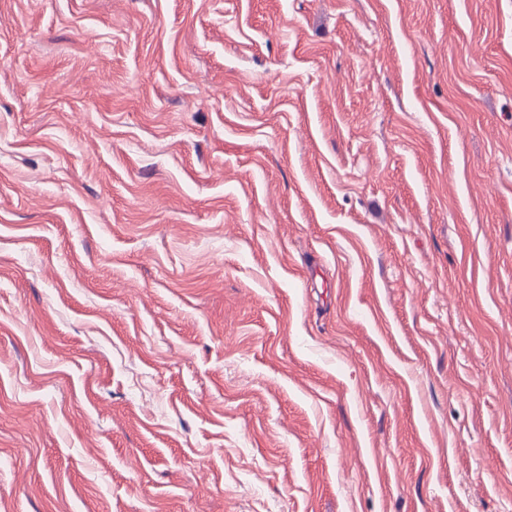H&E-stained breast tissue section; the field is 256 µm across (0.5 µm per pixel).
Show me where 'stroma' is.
I'll list each match as a JSON object with an SVG mask.
<instances>
[{
  "label": "stroma",
  "instance_id": "1",
  "mask_svg": "<svg viewBox=\"0 0 512 512\" xmlns=\"http://www.w3.org/2000/svg\"><path fill=\"white\" fill-rule=\"evenodd\" d=\"M0 512H512V0H0Z\"/></svg>",
  "mask_w": 512,
  "mask_h": 512
}]
</instances>
